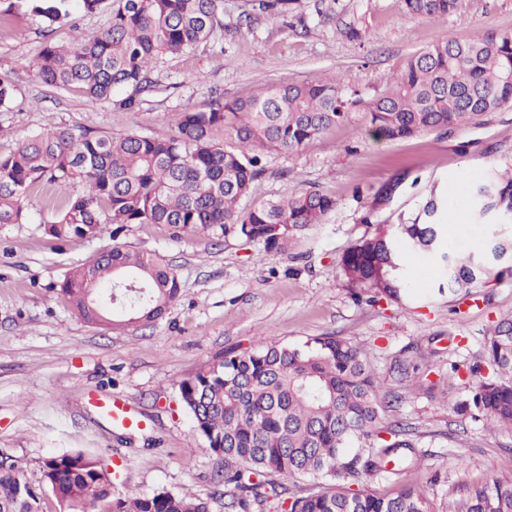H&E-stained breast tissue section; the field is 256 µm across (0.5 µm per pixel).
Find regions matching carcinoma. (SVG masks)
<instances>
[{
    "label": "carcinoma",
    "instance_id": "cac0c4a2",
    "mask_svg": "<svg viewBox=\"0 0 512 512\" xmlns=\"http://www.w3.org/2000/svg\"><path fill=\"white\" fill-rule=\"evenodd\" d=\"M44 22V41L29 67L47 86L78 88L92 103L118 89L132 109L151 84L150 65L162 55L194 51L222 26L224 0H30ZM110 3L107 27L84 34L78 12ZM298 0H258L261 11L289 13ZM459 0H405L409 14L436 18ZM15 103V85L0 76V109ZM512 105V34L488 30L450 36L407 57L390 88L371 99L352 82L271 85L204 110L176 114L168 137L76 134L53 127L0 155V224L28 223L26 201L42 184L79 183L83 193L41 216L40 227L60 244L95 238L129 224H157L172 238L199 232L233 234L269 251H285L319 224L336 201L319 190L243 210L240 201L263 171L269 151L294 152L355 110L387 140L462 125ZM479 224L512 212V169L491 170L470 188ZM448 210L431 193L410 223L355 243L340 269L369 302H398L407 290L409 253H441L448 289L478 279L512 277V234L485 240L461 254L444 238ZM174 268L154 254L111 248L67 273L59 294L82 322L99 327L154 322L181 294ZM493 375L479 382L456 410L512 430V320L497 323L485 344ZM193 432L224 459V487L240 512L272 499L278 512H434L426 491L401 485L380 496L363 481L397 475L418 462L417 435L385 418V392L365 348L340 336L302 345L260 337L230 351L178 384ZM312 476L323 486L298 495L279 477ZM48 489L59 512H211L208 500L158 490L116 491L106 457L81 449L47 457L38 484L0 461V512H39ZM445 512H512V480L467 486Z\"/></svg>",
    "mask_w": 512,
    "mask_h": 512
}]
</instances>
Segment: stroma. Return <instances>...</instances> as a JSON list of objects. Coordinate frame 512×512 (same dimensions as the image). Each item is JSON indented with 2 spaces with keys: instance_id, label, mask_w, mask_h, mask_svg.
I'll return each instance as SVG.
<instances>
[{
  "instance_id": "1",
  "label": "stroma",
  "mask_w": 512,
  "mask_h": 512,
  "mask_svg": "<svg viewBox=\"0 0 512 512\" xmlns=\"http://www.w3.org/2000/svg\"><path fill=\"white\" fill-rule=\"evenodd\" d=\"M5 8L13 16L10 29L0 31V72L12 74L16 97L11 110L0 111L2 155L60 125L98 136H169L167 114L280 83L341 76L371 97L391 86L408 56L450 35L512 33V0H460L439 20L408 15L403 0H299L288 22L262 13L256 0H224L223 28L192 53L159 56L152 91L137 109L124 110L117 105L121 90L92 104L78 89L41 83L26 62L43 40L42 24L27 0H0ZM349 26L360 39L346 36ZM510 167L512 107L403 140L374 138L361 113H352L296 153H268L241 203L246 209L307 189L335 199L323 222L284 252L233 235L174 239L156 224L58 245L44 237L40 217L82 188L38 187L30 223L0 225V458L34 483L49 454L87 449L120 460L121 489L188 491L209 499L212 512H237L224 494L223 462L191 431L179 382L226 351L254 346L263 333L288 345L327 334L368 350L396 398L386 419L421 435L419 464L398 482L425 488L435 512L463 485L512 480V431L453 411L480 381L469 368L492 326L512 319V277L452 295L438 288L436 262L413 255V300L372 306L367 292L352 294L339 265L357 241L414 219L433 193L456 215L448 228L456 246L481 248L489 228L472 221L469 187L491 169ZM396 179L393 198L376 200L377 190ZM114 246L156 254L177 270L182 293L159 321L91 327L59 295L68 270ZM399 363L414 367L411 381L400 382L393 371ZM96 396L124 400L142 429L117 428L93 404Z\"/></svg>"
}]
</instances>
